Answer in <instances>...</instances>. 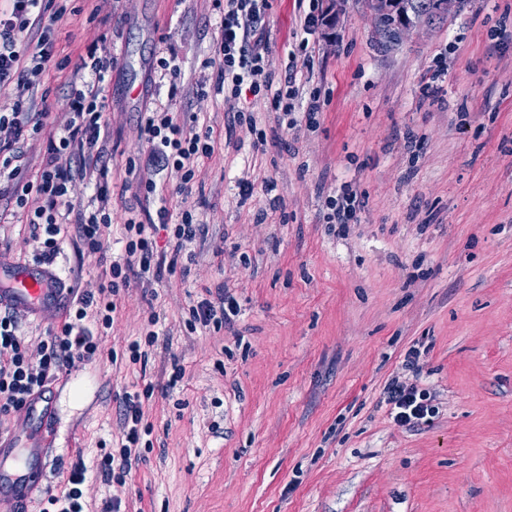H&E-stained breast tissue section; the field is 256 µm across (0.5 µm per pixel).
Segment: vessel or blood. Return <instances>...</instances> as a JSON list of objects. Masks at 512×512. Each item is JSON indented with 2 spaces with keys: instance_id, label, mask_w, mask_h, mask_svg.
I'll list each match as a JSON object with an SVG mask.
<instances>
[{
  "instance_id": "obj_1",
  "label": "vessel or blood",
  "mask_w": 512,
  "mask_h": 512,
  "mask_svg": "<svg viewBox=\"0 0 512 512\" xmlns=\"http://www.w3.org/2000/svg\"><path fill=\"white\" fill-rule=\"evenodd\" d=\"M54 282V271L45 265L0 257V308L8 306L42 319L67 299ZM52 415L51 398L34 400L25 423L9 438L0 437V489L9 491L8 496H0V512H24L40 487L48 468Z\"/></svg>"
}]
</instances>
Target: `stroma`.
<instances>
[{"instance_id":"stroma-1","label":"stroma","mask_w":512,"mask_h":512,"mask_svg":"<svg viewBox=\"0 0 512 512\" xmlns=\"http://www.w3.org/2000/svg\"><path fill=\"white\" fill-rule=\"evenodd\" d=\"M57 25L56 59L87 45L114 59L107 93L111 246L66 240L55 260L75 291L96 288L121 251L150 102L197 112L218 136L192 191L209 234L187 271L123 291L81 384L55 387L60 491L74 462L93 464L123 437L125 394L159 388L172 359L185 378L143 405L151 445L120 481L91 477L89 512H512V0H464L446 21L382 46L364 0H343L333 35L308 38L296 77L322 109L314 125L280 124L266 100L197 89L221 40L214 0H92ZM309 0H269L268 64L284 76ZM171 51L175 80L155 82ZM250 109L254 125H232ZM266 133L257 144L255 130ZM252 185L242 195L240 182ZM363 206L348 228L326 223L343 187ZM224 287L241 312L221 330L190 331L188 308ZM158 315L146 363L128 346ZM419 352L420 387L438 411L398 426L384 388Z\"/></svg>"}]
</instances>
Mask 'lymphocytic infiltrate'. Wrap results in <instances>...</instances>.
<instances>
[{
	"mask_svg": "<svg viewBox=\"0 0 512 512\" xmlns=\"http://www.w3.org/2000/svg\"><path fill=\"white\" fill-rule=\"evenodd\" d=\"M268 0H224L221 42L202 67L217 74L218 88L251 95H264L281 119L292 115L298 96L289 82H276L266 63L264 20ZM67 0H9L0 9V85L15 84L20 97L11 106L0 105V223L23 217L38 262L53 264L66 238H76L86 249L101 252L112 219L106 164L105 112L109 73L107 58L97 46L88 47L77 66L85 77L70 82L64 106L68 119L55 128L43 112L26 107L22 96L42 83L54 55L55 27L67 14ZM140 132L149 145L146 166L138 180L146 199L156 210H143L141 218H128L124 225L125 259L112 262L97 288L75 295L57 330L41 337L36 350H29L19 334L18 316L12 310L0 314V413L18 412L29 398L62 377L75 362L91 363L101 354L91 323L111 328L121 290L132 280L160 281L175 273L183 259L193 258L192 247L203 241L208 228L190 210L171 215L167 189L155 180L157 171L174 169L180 175L179 193L191 187L201 160L211 157L213 130L198 114L171 112L169 105L154 102L140 116ZM44 140L39 162H32L31 143ZM94 185L88 205L74 207L70 200L75 183ZM238 314L235 299L218 293L189 308V327L221 329ZM143 394H128L122 400L125 435L118 453H105L98 464L104 480L128 473L150 426L143 423ZM385 402L393 421L414 428L435 413L430 392L416 383L393 377L384 388ZM84 461L72 464L63 491L48 494L41 512H85Z\"/></svg>",
	"mask_w": 512,
	"mask_h": 512,
	"instance_id": "f902f5d3",
	"label": "lymphocytic infiltrate"
}]
</instances>
